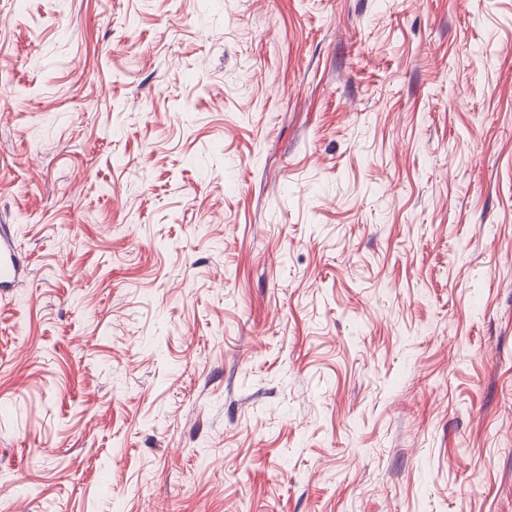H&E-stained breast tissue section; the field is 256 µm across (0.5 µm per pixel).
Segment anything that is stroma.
<instances>
[{
    "label": "stroma",
    "mask_w": 512,
    "mask_h": 512,
    "mask_svg": "<svg viewBox=\"0 0 512 512\" xmlns=\"http://www.w3.org/2000/svg\"><path fill=\"white\" fill-rule=\"evenodd\" d=\"M0 512H512V0H0ZM24 268L15 254L12 241L0 233V288H9L24 275Z\"/></svg>",
    "instance_id": "stroma-1"
}]
</instances>
